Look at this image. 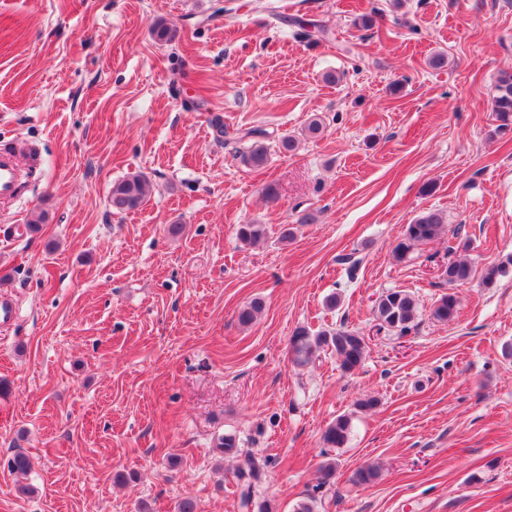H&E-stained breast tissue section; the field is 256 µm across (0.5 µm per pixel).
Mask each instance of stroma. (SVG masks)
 Here are the masks:
<instances>
[{
  "instance_id": "obj_1",
  "label": "stroma",
  "mask_w": 512,
  "mask_h": 512,
  "mask_svg": "<svg viewBox=\"0 0 512 512\" xmlns=\"http://www.w3.org/2000/svg\"><path fill=\"white\" fill-rule=\"evenodd\" d=\"M295 14L329 37L299 35ZM510 68L512 0H0V140L41 156L0 203V291L18 310L0 328V512H175L187 496L240 512L246 454L266 462L254 499L271 512L311 496L317 512H512V266L482 279L512 254V134L489 135ZM216 115L231 135L267 130V164L216 141ZM137 173L151 197L113 213V182ZM429 210L473 263L447 323L430 316L446 238L393 254ZM248 222L268 237L241 243ZM402 289L416 327L377 330L378 298ZM340 324L367 340L360 367L293 364L296 328ZM343 414L348 443L324 447ZM228 433L242 456L217 453ZM366 465L377 479L356 484Z\"/></svg>"
}]
</instances>
